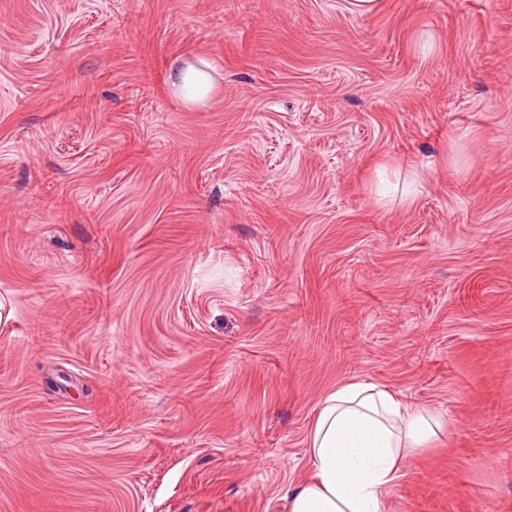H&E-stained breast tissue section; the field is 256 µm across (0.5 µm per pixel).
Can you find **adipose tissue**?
Instances as JSON below:
<instances>
[{
    "label": "adipose tissue",
    "mask_w": 512,
    "mask_h": 512,
    "mask_svg": "<svg viewBox=\"0 0 512 512\" xmlns=\"http://www.w3.org/2000/svg\"><path fill=\"white\" fill-rule=\"evenodd\" d=\"M168 83L184 101L205 102L214 86L207 70L187 65ZM445 428L442 417L416 408L364 379L321 401L308 434L310 480L287 488L289 512H385V497L403 459L428 447Z\"/></svg>",
    "instance_id": "adipose-tissue-1"
}]
</instances>
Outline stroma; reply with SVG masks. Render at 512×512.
Returning <instances> with one entry per match:
<instances>
[{
  "mask_svg": "<svg viewBox=\"0 0 512 512\" xmlns=\"http://www.w3.org/2000/svg\"><path fill=\"white\" fill-rule=\"evenodd\" d=\"M358 378L512 512V0H0V512H288ZM168 83L177 97L192 104L205 102L214 89L209 72L191 64L170 73Z\"/></svg>",
  "mask_w": 512,
  "mask_h": 512,
  "instance_id": "35a3bbf8",
  "label": "stroma"
}]
</instances>
